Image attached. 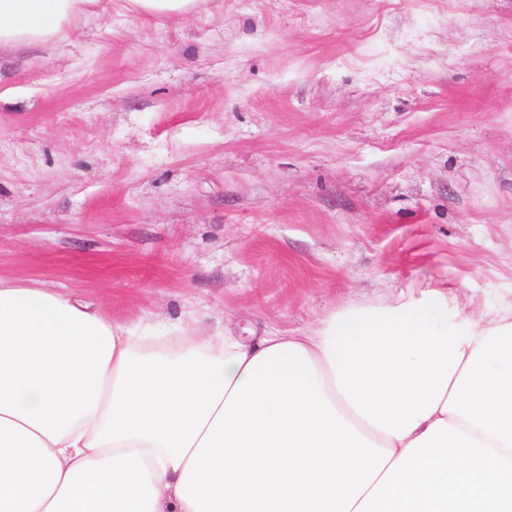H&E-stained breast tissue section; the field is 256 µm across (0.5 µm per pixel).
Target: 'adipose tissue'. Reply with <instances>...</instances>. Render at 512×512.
<instances>
[{
    "instance_id": "ef3b65f1",
    "label": "adipose tissue",
    "mask_w": 512,
    "mask_h": 512,
    "mask_svg": "<svg viewBox=\"0 0 512 512\" xmlns=\"http://www.w3.org/2000/svg\"><path fill=\"white\" fill-rule=\"evenodd\" d=\"M97 0H0V46ZM0 512H512V314L442 288L159 338L0 280Z\"/></svg>"
}]
</instances>
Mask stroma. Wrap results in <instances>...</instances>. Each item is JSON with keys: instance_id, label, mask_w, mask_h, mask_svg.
I'll list each match as a JSON object with an SVG mask.
<instances>
[{"instance_id": "35a3bbf8", "label": "stroma", "mask_w": 512, "mask_h": 512, "mask_svg": "<svg viewBox=\"0 0 512 512\" xmlns=\"http://www.w3.org/2000/svg\"><path fill=\"white\" fill-rule=\"evenodd\" d=\"M0 278L157 335L512 311V0H101L1 47ZM135 9L159 17L176 16L193 10L199 0H125Z\"/></svg>"}]
</instances>
